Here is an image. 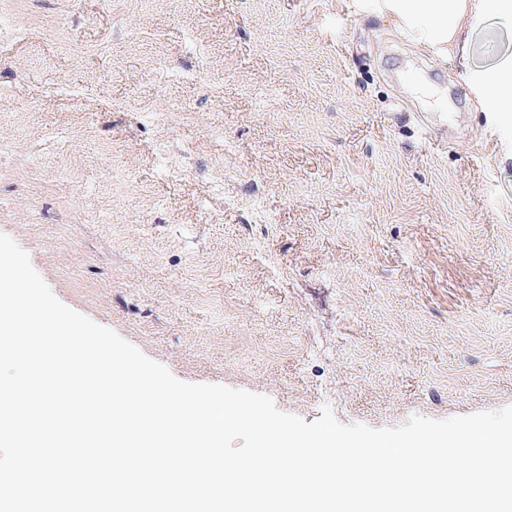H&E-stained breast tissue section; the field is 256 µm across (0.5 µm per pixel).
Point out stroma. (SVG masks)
<instances>
[{
  "label": "stroma",
  "instance_id": "1",
  "mask_svg": "<svg viewBox=\"0 0 512 512\" xmlns=\"http://www.w3.org/2000/svg\"><path fill=\"white\" fill-rule=\"evenodd\" d=\"M351 0H0V234L178 379L306 422L512 406V117Z\"/></svg>",
  "mask_w": 512,
  "mask_h": 512
}]
</instances>
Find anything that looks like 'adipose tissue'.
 Returning <instances> with one entry per match:
<instances>
[{
  "instance_id": "adipose-tissue-1",
  "label": "adipose tissue",
  "mask_w": 512,
  "mask_h": 512,
  "mask_svg": "<svg viewBox=\"0 0 512 512\" xmlns=\"http://www.w3.org/2000/svg\"><path fill=\"white\" fill-rule=\"evenodd\" d=\"M357 12L389 20L412 45L444 62L464 54L473 23L488 14L512 18V0H353ZM476 104L512 112V73L482 75Z\"/></svg>"
}]
</instances>
